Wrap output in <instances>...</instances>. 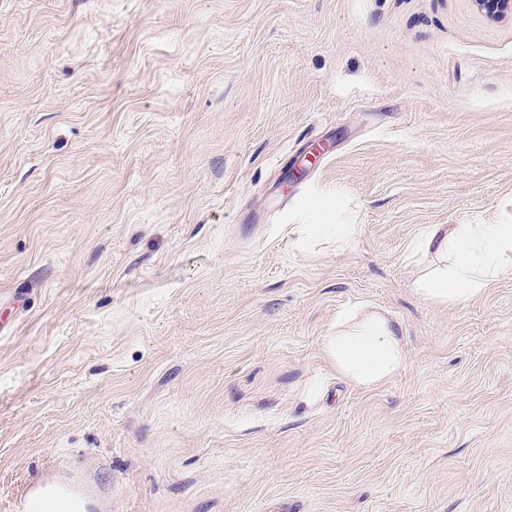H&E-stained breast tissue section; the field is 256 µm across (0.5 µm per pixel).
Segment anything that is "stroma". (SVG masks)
<instances>
[{
  "mask_svg": "<svg viewBox=\"0 0 512 512\" xmlns=\"http://www.w3.org/2000/svg\"><path fill=\"white\" fill-rule=\"evenodd\" d=\"M509 213L512 13L0 0V512H512V274L438 304L408 256ZM359 304L405 329L370 388ZM366 310L364 306L345 308L336 316V336L325 337V349L332 364L344 378L365 387L377 385L395 374L404 364L403 325L396 318L366 313L352 332L338 328ZM38 495H24L16 498L11 506L10 512H53L59 504L77 503L85 508L82 500L73 492L74 490L65 487H49Z\"/></svg>",
  "mask_w": 512,
  "mask_h": 512,
  "instance_id": "1",
  "label": "stroma"
}]
</instances>
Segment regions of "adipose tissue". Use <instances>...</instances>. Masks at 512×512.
<instances>
[{"mask_svg":"<svg viewBox=\"0 0 512 512\" xmlns=\"http://www.w3.org/2000/svg\"><path fill=\"white\" fill-rule=\"evenodd\" d=\"M410 254L451 255L450 264L417 281L421 294L440 304H461L512 273V224H431L412 241ZM340 333L327 336L325 349L344 378L370 387L404 364L402 323L356 306L336 316Z\"/></svg>","mask_w":512,"mask_h":512,"instance_id":"ef3b65f1","label":"adipose tissue"}]
</instances>
